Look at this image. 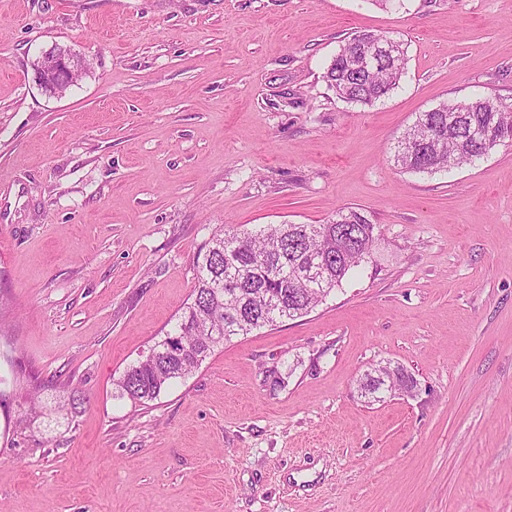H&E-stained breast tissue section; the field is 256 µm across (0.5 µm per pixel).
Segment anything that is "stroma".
Wrapping results in <instances>:
<instances>
[{
    "label": "stroma",
    "mask_w": 512,
    "mask_h": 512,
    "mask_svg": "<svg viewBox=\"0 0 512 512\" xmlns=\"http://www.w3.org/2000/svg\"><path fill=\"white\" fill-rule=\"evenodd\" d=\"M365 30L406 50L371 106L324 79ZM486 93L512 104V0H0V512H512V146L392 161ZM345 207L376 240L322 303L118 397L216 226ZM386 363L417 385L367 401ZM39 86L53 95L64 93L75 82L73 76L81 72L77 57L67 49L47 55L37 69Z\"/></svg>",
    "instance_id": "obj_1"
}]
</instances>
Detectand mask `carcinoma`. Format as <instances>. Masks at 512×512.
Masks as SVG:
<instances>
[{"label":"carcinoma","mask_w":512,"mask_h":512,"mask_svg":"<svg viewBox=\"0 0 512 512\" xmlns=\"http://www.w3.org/2000/svg\"><path fill=\"white\" fill-rule=\"evenodd\" d=\"M388 36L356 34L340 47L325 79L341 100L371 106L397 88L405 73V49L362 66L357 53L373 51ZM512 120V105L496 95L442 102L421 112L397 142L394 165L403 172L449 171L512 143L500 129ZM426 143L409 149L416 131ZM375 225L358 209L336 213L324 224L266 225L254 232H224L219 226L196 257L192 301L175 326L118 379L119 396L143 403L157 399L174 381L192 374L218 345L235 336L303 316L342 284L370 256ZM414 379L396 366L393 374L367 373L364 394L377 401L385 391L409 389Z\"/></svg>","instance_id":"cac0c4a2"}]
</instances>
